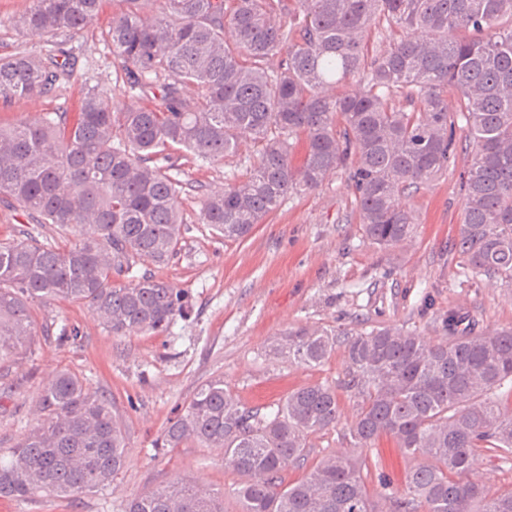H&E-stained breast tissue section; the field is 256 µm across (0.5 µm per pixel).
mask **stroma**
Listing matches in <instances>:
<instances>
[{
    "instance_id": "1",
    "label": "stroma",
    "mask_w": 512,
    "mask_h": 512,
    "mask_svg": "<svg viewBox=\"0 0 512 512\" xmlns=\"http://www.w3.org/2000/svg\"><path fill=\"white\" fill-rule=\"evenodd\" d=\"M28 6L29 0H0V44L41 55L48 48L45 39L24 35L10 23ZM67 47L79 59L74 78L52 96L0 105V125L73 108L83 84L111 89L115 101L134 104L100 26L73 35ZM255 160L246 143L235 155L184 165L183 180L204 189L180 199L185 226L179 251L163 267L138 258L133 270L188 292L192 310L168 332L115 336L87 306L34 304L38 325L51 331L37 336L30 351L0 365V453L31 430L43 385L67 370L111 399L125 433V465L98 492L0 498V512H123L128 499L179 477L218 493L224 512H241L236 495L241 478L225 466L223 449L192 441L164 450L155 446L195 391L217 378L253 409L278 403L303 386L335 387L338 423L310 434L303 466H288L283 477L288 482L300 478L328 453L355 451L365 461L363 478L378 512H391L379 479L390 478L393 491L404 492L410 463L388 437L372 448H352L348 429L361 398L344 387L348 363L343 349L322 365L303 367L269 354L268 345L291 328L349 331L361 324L401 326L436 343L445 335L440 318L451 309L475 318L483 332L512 328V282L468 281L457 274L461 260L451 243L460 227V182L469 157L458 154L446 173L404 197L419 222L411 240L385 249L363 238L354 197L339 174L315 191L287 196L246 238L224 241L203 221L206 195L223 190ZM22 229L44 243L58 239L55 225L32 223L20 206L0 205V240L17 237ZM64 327L78 329V340L59 342Z\"/></svg>"
}]
</instances>
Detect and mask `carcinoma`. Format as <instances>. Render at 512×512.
<instances>
[{
    "label": "carcinoma",
    "mask_w": 512,
    "mask_h": 512,
    "mask_svg": "<svg viewBox=\"0 0 512 512\" xmlns=\"http://www.w3.org/2000/svg\"><path fill=\"white\" fill-rule=\"evenodd\" d=\"M103 2L30 0L12 25L53 49L0 55V101L39 99L70 81L77 59L60 36L92 25ZM116 2L112 55L128 91L151 105L129 107L93 86L72 112L0 125V201L60 232L53 244L25 231L0 241V363L38 336L34 302L88 305L114 336L165 332L186 316L185 291L150 275L123 279L138 257L163 265L177 255L181 195L202 188L179 179L187 155L223 159L246 140L256 163L203 213L224 240L247 237L288 194L340 173L365 239L396 246L417 224L401 199L470 148L454 250L464 273L512 281V0H162L152 15L141 0ZM388 29L398 37L369 55ZM191 87L201 95L188 97ZM460 323L448 312V338L434 344L402 327H302L271 341L270 352L307 367L344 345L346 387L362 395L350 442L390 436L414 462L393 512H512V488L466 478L482 452L512 461V329ZM37 412L24 440L0 455L1 498L93 493L121 471L126 444L112 401L77 375L48 383ZM338 419L330 386L297 388L262 416L219 378L196 390L156 447L192 439L224 449V464L244 477L242 512H374L356 455L325 456L284 483L308 435ZM124 512L223 509L177 479Z\"/></svg>",
    "instance_id": "1"
}]
</instances>
